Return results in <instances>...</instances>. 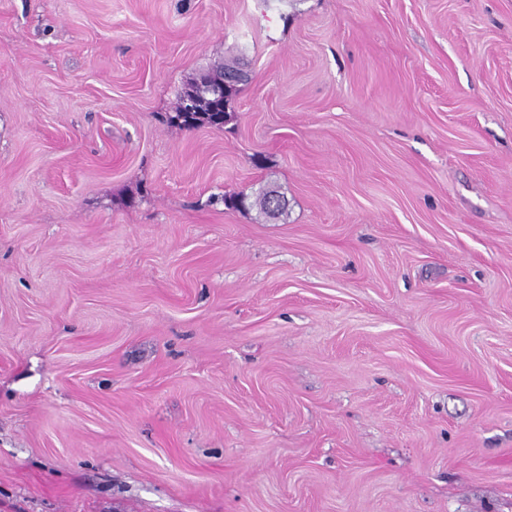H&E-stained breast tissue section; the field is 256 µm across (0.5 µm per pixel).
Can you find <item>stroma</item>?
<instances>
[{
    "label": "stroma",
    "instance_id": "1",
    "mask_svg": "<svg viewBox=\"0 0 512 512\" xmlns=\"http://www.w3.org/2000/svg\"><path fill=\"white\" fill-rule=\"evenodd\" d=\"M0 512H512V0H0ZM213 71L218 75L224 73V80L216 77L203 78L200 81L199 88L202 94L210 98L212 104H220L224 99L223 112H210V103L203 100L199 101L195 111L190 105L188 112H186V100L192 95L194 88L182 92L180 102L174 109V115L169 118L170 122L188 127L208 125L214 128H222L224 126V115L227 114L229 104L228 98L232 92L233 94L236 92L237 86L245 80V74L238 67L228 64L217 67ZM232 79L233 83L230 84V89L224 94V81ZM221 113L223 114L222 119Z\"/></svg>",
    "mask_w": 512,
    "mask_h": 512
}]
</instances>
